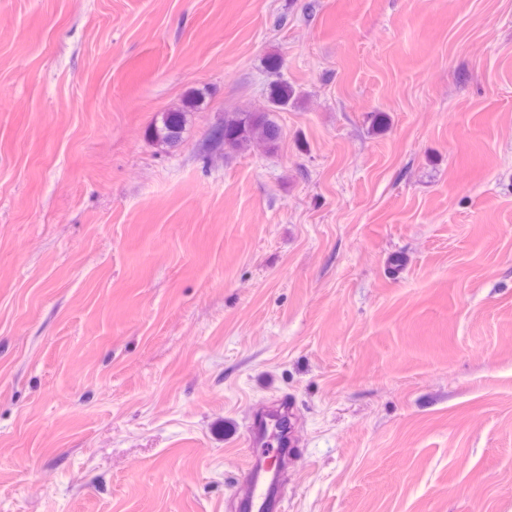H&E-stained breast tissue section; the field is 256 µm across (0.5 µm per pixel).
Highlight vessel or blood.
Listing matches in <instances>:
<instances>
[{
  "label": "vessel or blood",
  "mask_w": 512,
  "mask_h": 512,
  "mask_svg": "<svg viewBox=\"0 0 512 512\" xmlns=\"http://www.w3.org/2000/svg\"><path fill=\"white\" fill-rule=\"evenodd\" d=\"M249 446L241 473L245 486L242 512H288L278 480L279 462L293 446L288 407H272L254 418L249 426Z\"/></svg>",
  "instance_id": "vessel-or-blood-1"
}]
</instances>
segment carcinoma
<instances>
[{
    "instance_id": "carcinoma-1",
    "label": "carcinoma",
    "mask_w": 512,
    "mask_h": 512,
    "mask_svg": "<svg viewBox=\"0 0 512 512\" xmlns=\"http://www.w3.org/2000/svg\"><path fill=\"white\" fill-rule=\"evenodd\" d=\"M206 98V88H193L181 105L161 113V125H153L149 135L159 143L175 147L182 142L189 116L200 109ZM297 99V91L286 82L277 84L270 96L272 111L286 110ZM282 136L281 128L268 112H226L224 124L212 131L216 146H227L232 152L248 149L255 142L275 145Z\"/></svg>"
}]
</instances>
